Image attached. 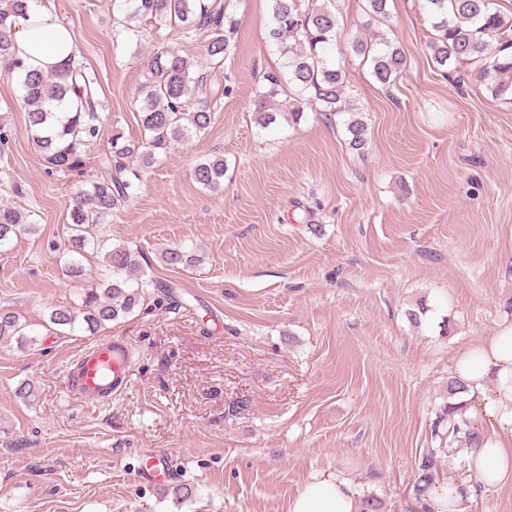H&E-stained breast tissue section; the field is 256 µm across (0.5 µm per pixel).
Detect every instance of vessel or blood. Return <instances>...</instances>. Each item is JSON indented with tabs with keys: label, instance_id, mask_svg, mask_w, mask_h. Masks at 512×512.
<instances>
[{
	"label": "vessel or blood",
	"instance_id": "b4317fda",
	"mask_svg": "<svg viewBox=\"0 0 512 512\" xmlns=\"http://www.w3.org/2000/svg\"><path fill=\"white\" fill-rule=\"evenodd\" d=\"M131 347L124 341L103 340L84 349L67 372V388L72 397L92 407L104 397L125 389ZM170 455L151 454L135 472L136 482L144 487L158 488L173 477Z\"/></svg>",
	"mask_w": 512,
	"mask_h": 512
}]
</instances>
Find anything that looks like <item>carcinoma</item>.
I'll list each match as a JSON object with an SVG mask.
<instances>
[{
    "instance_id": "obj_1",
    "label": "carcinoma",
    "mask_w": 512,
    "mask_h": 512,
    "mask_svg": "<svg viewBox=\"0 0 512 512\" xmlns=\"http://www.w3.org/2000/svg\"><path fill=\"white\" fill-rule=\"evenodd\" d=\"M38 0H0V73L15 80L27 114L28 131L34 148L51 172L84 175L83 152L100 132L102 103L95 74L76 62L67 70L41 74L26 69L13 51L16 17ZM389 0H366L372 20L386 21ZM435 37L429 44L434 63L456 68L478 64L477 77L490 82L495 95L512 92V14L499 9L497 0H425ZM332 0L313 5L309 0H269L270 40L284 59L282 75L267 76V85L256 91L255 119L266 128L277 117L288 116L296 123L304 116V100L319 102L332 114L352 113L345 100V71L329 59L336 40L337 18ZM112 8L122 15L113 34L115 40L138 36L136 22L150 20L191 39L205 36L201 62L177 49L155 53L147 66L148 78L138 91L137 112L144 139L112 138L109 155L99 172L88 181L69 205V251L79 256L92 246L103 252L107 278L98 287L85 290L76 307L50 310L49 332L62 336L77 329L91 334L152 300L153 306L175 303L173 291L159 295L161 284L143 269L140 252L128 246H107V240L89 237V227L112 220L139 192L140 172L151 167L160 154L203 134L212 121L211 105L216 94L212 85L233 54L230 34L235 28L225 13L224 0H113ZM353 52L369 63L373 78L392 86L405 65L403 51L385 37L359 38ZM287 83L293 97L277 101L279 87ZM346 130L349 143L361 149L367 142V126L352 117ZM194 179L203 188L218 192L224 186V158L199 162ZM39 226L29 214L3 203L0 205V249L20 234L33 235ZM162 259L169 266L192 265L196 257L183 246L167 248ZM37 330L20 322L14 311L0 308V342L15 340L26 349L37 344ZM464 386L448 378L444 415L452 430L460 432L466 406L456 402ZM437 451L431 450L418 463L413 486L416 496L425 495L436 480Z\"/></svg>"
}]
</instances>
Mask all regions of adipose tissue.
I'll return each mask as SVG.
<instances>
[{"label": "adipose tissue", "instance_id": "obj_1", "mask_svg": "<svg viewBox=\"0 0 512 512\" xmlns=\"http://www.w3.org/2000/svg\"><path fill=\"white\" fill-rule=\"evenodd\" d=\"M14 30L13 50L27 67L50 73L72 63L73 35L51 5L30 8ZM452 376L464 386L461 399L480 434L468 452V481L485 488L512 482V430L502 427L504 418L512 417V324L461 353ZM465 483L452 477L435 483L419 501L422 512H468ZM356 496L348 477L319 472L291 500L288 512H355Z\"/></svg>", "mask_w": 512, "mask_h": 512}]
</instances>
